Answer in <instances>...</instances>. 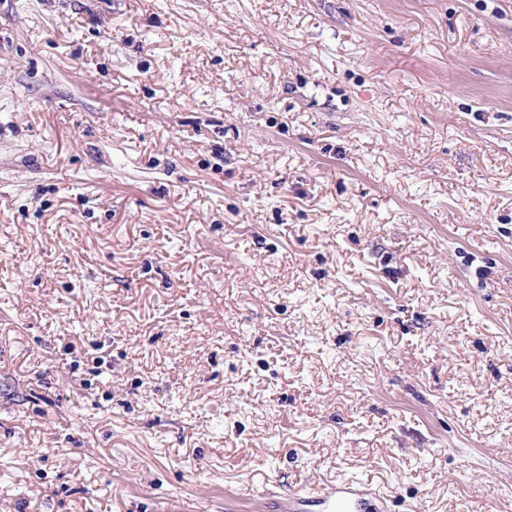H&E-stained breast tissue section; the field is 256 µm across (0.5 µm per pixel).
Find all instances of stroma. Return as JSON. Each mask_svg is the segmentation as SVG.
<instances>
[{
  "mask_svg": "<svg viewBox=\"0 0 512 512\" xmlns=\"http://www.w3.org/2000/svg\"><path fill=\"white\" fill-rule=\"evenodd\" d=\"M342 480L512 512V0H0V512Z\"/></svg>",
  "mask_w": 512,
  "mask_h": 512,
  "instance_id": "1",
  "label": "stroma"
}]
</instances>
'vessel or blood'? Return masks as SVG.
<instances>
[{
	"label": "vessel or blood",
	"instance_id": "1",
	"mask_svg": "<svg viewBox=\"0 0 512 512\" xmlns=\"http://www.w3.org/2000/svg\"><path fill=\"white\" fill-rule=\"evenodd\" d=\"M369 489L347 482L325 488L309 487L291 491L285 500L273 501L271 495L254 497V504L276 508L277 512H366Z\"/></svg>",
	"mask_w": 512,
	"mask_h": 512
}]
</instances>
